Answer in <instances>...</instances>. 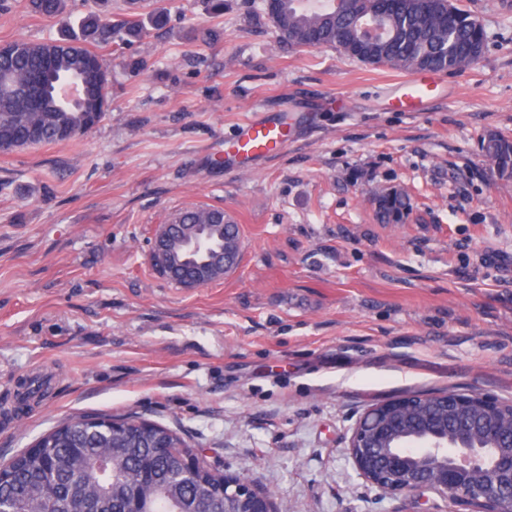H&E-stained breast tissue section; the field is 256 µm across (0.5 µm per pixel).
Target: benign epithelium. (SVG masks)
I'll return each instance as SVG.
<instances>
[{
    "instance_id": "1",
    "label": "benign epithelium",
    "mask_w": 512,
    "mask_h": 512,
    "mask_svg": "<svg viewBox=\"0 0 512 512\" xmlns=\"http://www.w3.org/2000/svg\"><path fill=\"white\" fill-rule=\"evenodd\" d=\"M169 224H162L156 233L150 261L155 268L165 263V255L160 249V241L170 237ZM211 239L210 226H198L196 236L180 243V262L195 260L203 266L210 263L208 240ZM241 254V240L235 238L227 247L223 272H228L238 264ZM385 404L370 408L355 425L349 442V453L359 476L385 496H399L411 492H429L446 504L465 506L469 512H512V454H494L488 469L493 481H474L478 465L475 459L483 454L482 449L473 444L458 440L448 442V435L433 430L420 438L424 448L415 454L409 443L394 448H385L383 468H373L370 459L378 452L371 447L369 435L365 433L364 422L372 419L377 424L376 433L382 438L386 434L383 415ZM250 503V512H276L273 499L267 497L254 483L239 474H224V512H238L240 503Z\"/></svg>"
}]
</instances>
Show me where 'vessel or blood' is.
<instances>
[{
    "instance_id": "vessel-or-blood-1",
    "label": "vessel or blood",
    "mask_w": 512,
    "mask_h": 512,
    "mask_svg": "<svg viewBox=\"0 0 512 512\" xmlns=\"http://www.w3.org/2000/svg\"><path fill=\"white\" fill-rule=\"evenodd\" d=\"M290 141L288 117L256 112L237 128L228 148H217L216 156L232 153L239 160L255 163L285 150Z\"/></svg>"
}]
</instances>
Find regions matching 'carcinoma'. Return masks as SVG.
Here are the masks:
<instances>
[{"instance_id":"1","label":"carcinoma","mask_w":512,"mask_h":512,"mask_svg":"<svg viewBox=\"0 0 512 512\" xmlns=\"http://www.w3.org/2000/svg\"><path fill=\"white\" fill-rule=\"evenodd\" d=\"M67 0H29L31 11L50 18L67 16ZM310 10L300 0H275L269 18L280 40L295 48L333 47L352 56L356 48L384 65L408 73L445 72L472 65L482 43L474 18L460 7L448 12L446 0H323ZM129 17L90 13L78 30L46 42L16 39L0 53V145L24 149L73 140L98 125L112 106L103 55L97 51L118 40L131 43L159 30L164 18L142 16L140 0H129ZM78 77L79 101L58 108L56 79ZM491 168L512 178V141L491 133L483 140ZM376 213L386 223L405 218L409 203L398 188L375 193ZM224 224V233L239 234L238 225L217 208H191L173 220L174 236L186 224ZM391 434L399 440L430 428L465 435L483 448H512V404L495 413L461 391L447 402L416 397L395 408ZM119 425L98 430L80 416L64 420L40 435L43 451L24 450L11 457L0 482V500L11 512H126L138 501L141 512H224L216 486L224 473L200 454L197 468L186 474L174 448L191 449L177 431L137 415L116 417Z\"/></svg>"}]
</instances>
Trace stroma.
<instances>
[{"label":"stroma","instance_id":"stroma-1","mask_svg":"<svg viewBox=\"0 0 512 512\" xmlns=\"http://www.w3.org/2000/svg\"><path fill=\"white\" fill-rule=\"evenodd\" d=\"M486 32L418 111L404 72L281 42L260 0H147L157 35L103 57L112 109L72 141L0 153V461L58 422L136 414L180 430L287 512H442L389 499L349 438L375 404L476 389L512 401V181L482 149L512 140V0H458ZM0 0V44L59 38ZM293 109L281 155L215 157L249 112ZM410 198L381 224L373 192ZM223 209L235 269L197 288L161 278L155 233ZM48 378L19 407L21 384Z\"/></svg>","mask_w":512,"mask_h":512}]
</instances>
